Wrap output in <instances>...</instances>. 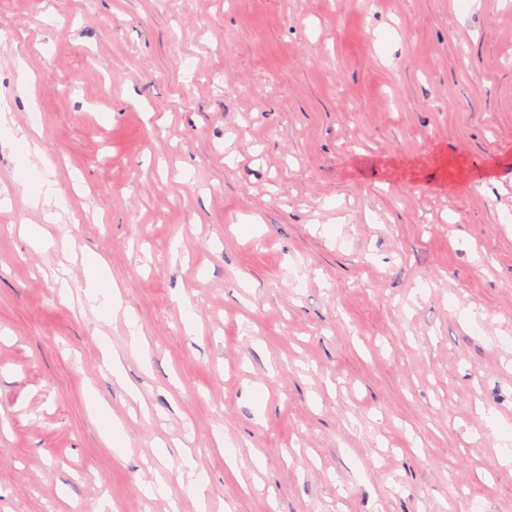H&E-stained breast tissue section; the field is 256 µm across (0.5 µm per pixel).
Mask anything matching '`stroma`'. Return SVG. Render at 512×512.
Masks as SVG:
<instances>
[{
	"mask_svg": "<svg viewBox=\"0 0 512 512\" xmlns=\"http://www.w3.org/2000/svg\"><path fill=\"white\" fill-rule=\"evenodd\" d=\"M0 100V512H512V0H0ZM0 112V133L3 132L5 136L21 144L25 153L26 166L18 180V192L23 196L27 206L42 212L44 223L55 224L59 214L52 210V207L61 208L63 198L52 178V165L31 134L21 127H15L7 103L0 107ZM28 172L37 175L35 181L30 179ZM85 277V295L89 302H97L99 295L106 290L105 288H113L111 296L108 302L104 305V308L107 310L110 316H112V313L114 314L122 308L121 298L118 291L115 289L117 287L114 284L112 286L102 264L94 262L93 265H87L85 270ZM100 345L102 348L103 367L110 371L112 377L115 378L116 381L125 383L133 394L135 392V387L126 379L125 368L121 356L117 353L111 354L104 339H101Z\"/></svg>",
	"mask_w": 512,
	"mask_h": 512,
	"instance_id": "35a3bbf8",
	"label": "stroma"
}]
</instances>
